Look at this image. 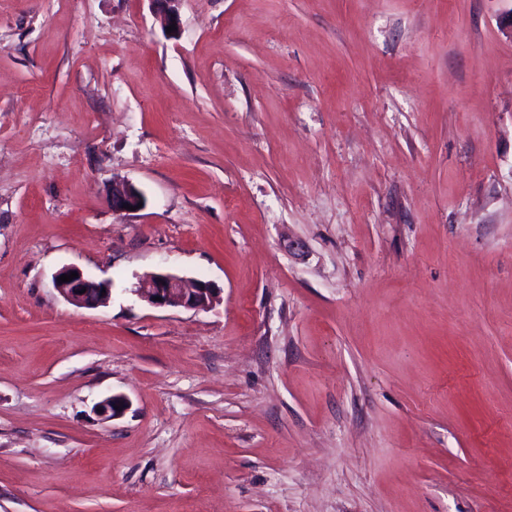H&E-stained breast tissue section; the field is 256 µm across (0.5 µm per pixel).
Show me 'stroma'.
Returning a JSON list of instances; mask_svg holds the SVG:
<instances>
[{"mask_svg":"<svg viewBox=\"0 0 512 512\" xmlns=\"http://www.w3.org/2000/svg\"><path fill=\"white\" fill-rule=\"evenodd\" d=\"M511 8L0 0V512H512ZM108 199L113 212L119 214L130 212L123 205L136 207L137 210L138 204L144 202L142 192L131 183L112 184ZM70 272H77L78 278H73L70 282H58V278L61 275H69ZM52 284L54 289L67 303L77 308L95 309L105 306L112 295V283L110 280H96L75 266H63L60 268L53 274ZM102 289H105L104 296H101ZM81 290H84L83 294H79ZM134 292L149 305L159 308L207 310L220 299V291L212 283L197 279L187 285L182 277L164 270L147 276Z\"/></svg>","mask_w":512,"mask_h":512,"instance_id":"1","label":"stroma"}]
</instances>
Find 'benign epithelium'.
<instances>
[{"label":"benign epithelium","instance_id":"benign-epithelium-1","mask_svg":"<svg viewBox=\"0 0 512 512\" xmlns=\"http://www.w3.org/2000/svg\"><path fill=\"white\" fill-rule=\"evenodd\" d=\"M158 4L159 13L164 16L166 25L179 23L177 4L179 0H151ZM109 203L112 211L123 214L125 206H138L143 202L142 192L131 183L114 184L109 191ZM78 273V277L69 282H58L63 274ZM52 284L58 294L69 304L77 308L95 309L108 304L112 295V283L97 280L86 275L75 266H64L53 274ZM134 292L149 305L159 308H184L188 310H207L220 299L219 290L208 281L195 280L188 285L185 280L168 271L154 272L138 283ZM128 407L127 400L121 395L109 396L93 408V413L102 420L111 419Z\"/></svg>","mask_w":512,"mask_h":512}]
</instances>
